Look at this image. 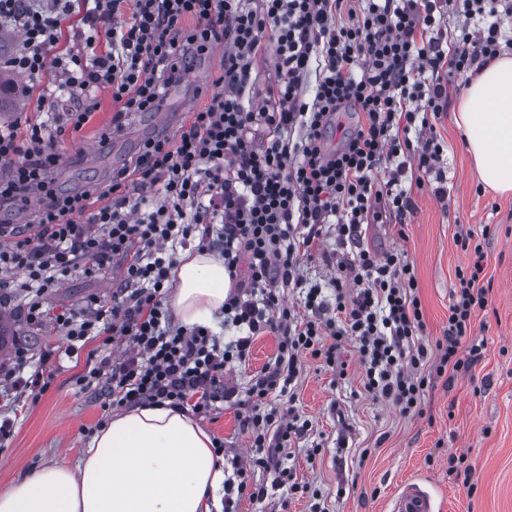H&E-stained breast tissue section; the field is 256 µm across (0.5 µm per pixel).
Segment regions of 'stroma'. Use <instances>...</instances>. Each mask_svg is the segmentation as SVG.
<instances>
[{
	"label": "stroma",
	"instance_id": "35a3bbf8",
	"mask_svg": "<svg viewBox=\"0 0 512 512\" xmlns=\"http://www.w3.org/2000/svg\"><path fill=\"white\" fill-rule=\"evenodd\" d=\"M462 93L449 86V109L434 121L446 143L443 165L445 197L431 186H417L416 169H405L402 188L410 189L414 212L404 227L370 222L360 244L382 255L402 251L414 265L417 295L426 325L425 340L436 342L448 329L449 307L456 274L470 261L455 239L471 231L484 251L482 283L489 289L488 305L477 311L474 335L483 340L484 354L452 379L437 378L421 399V410L404 414L391 402L370 396L361 382L355 350H348L346 377L305 358L291 386L296 413L310 423L280 458V466L295 470L307 493H292L278 479L277 469L252 467L251 482L263 485L267 498H233L229 512H389L391 498L404 483L427 486L443 512H512V195L483 187L466 151L453 110ZM98 108L76 133L59 141L62 155L53 178L59 190L76 193L91 184H105L114 170L129 165L143 143L155 137L158 115L137 112L121 129H113L115 105L109 90L96 93ZM119 267L100 275L76 269L44 299L50 313L80 310L92 295L112 300V281ZM22 296L13 297L5 313L14 320L13 339L29 350L30 370L41 366L44 351H53L57 367L48 391L38 399L0 392V420L10 419L12 434L0 442V487L42 465L75 462L86 441L105 418L109 402L104 381L80 386L89 351L105 356L109 347L88 342L78 358L65 353L67 340L53 322L25 324ZM278 355L275 333L257 336L245 365L231 375L239 387L273 366ZM201 425L225 441L224 470L247 463L254 453L239 429L236 407L220 406ZM474 469V488L449 472V456Z\"/></svg>",
	"mask_w": 512,
	"mask_h": 512
}]
</instances>
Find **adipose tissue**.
Wrapping results in <instances>:
<instances>
[{
  "label": "adipose tissue",
  "instance_id": "ef3b65f1",
  "mask_svg": "<svg viewBox=\"0 0 512 512\" xmlns=\"http://www.w3.org/2000/svg\"><path fill=\"white\" fill-rule=\"evenodd\" d=\"M484 183L512 193V55L487 63L456 114ZM169 303L186 326L222 312L233 282L220 254L184 253ZM224 461L186 412L165 405L114 414L72 464L51 462L0 489V512H222Z\"/></svg>",
  "mask_w": 512,
  "mask_h": 512
}]
</instances>
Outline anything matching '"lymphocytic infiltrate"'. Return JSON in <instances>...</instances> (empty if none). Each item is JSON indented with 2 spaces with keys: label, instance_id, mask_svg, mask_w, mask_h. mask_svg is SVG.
Wrapping results in <instances>:
<instances>
[{
  "label": "lymphocytic infiltrate",
  "instance_id": "obj_1",
  "mask_svg": "<svg viewBox=\"0 0 512 512\" xmlns=\"http://www.w3.org/2000/svg\"><path fill=\"white\" fill-rule=\"evenodd\" d=\"M345 2L52 0L44 8L40 0H0V21L21 33L6 60L25 78L16 93L37 88L67 104L48 121L0 125V166L10 171L0 180V202L20 206L31 194L40 196L33 226L11 229L9 244L0 245V290L29 292L26 323L53 320L69 341L68 353L97 339L123 346L121 358L101 357L76 379L80 385L106 380L113 406L166 403L204 418L218 404L237 407L256 466L276 464L302 431L295 412L270 404L287 393L302 356L343 376L342 349L353 344L364 389L404 413L418 411L436 377L482 357L483 344L471 335L488 290L480 285L484 252L471 247L470 235L456 239L472 259L457 273L448 331L431 349L422 341L424 316L405 253L348 252L336 262L331 301L301 274L305 264L321 260L324 235L354 241L361 224L386 213L405 222L414 205L398 186L393 162L403 157L420 176L441 175L444 143L429 117L448 104L442 77L468 81L502 52L495 21L434 35L448 0H363L347 17ZM74 17L85 29L82 53L59 46ZM101 33L108 38L103 52ZM219 43L224 58L205 89L208 104L175 136L145 141L106 186L57 192L56 144L65 131L86 124L97 107L96 90L111 91L112 125L121 128L131 113L154 111L165 87ZM265 55L274 80L257 107L247 96L257 82L256 61ZM346 111L357 124L329 148L328 133ZM194 240L203 249L223 248L233 281L224 320L244 331L230 342L203 326L174 325L164 304L175 251ZM115 263L120 277L111 304L92 296L78 314L44 308L43 295L76 267L104 273ZM282 285L303 290L310 317L285 304ZM265 331L276 333L279 356L239 390L228 378ZM27 359V347L16 345L9 364L0 365V384L38 397L55 371L46 355L40 371L22 377Z\"/></svg>",
  "mask_w": 512,
  "mask_h": 512
}]
</instances>
